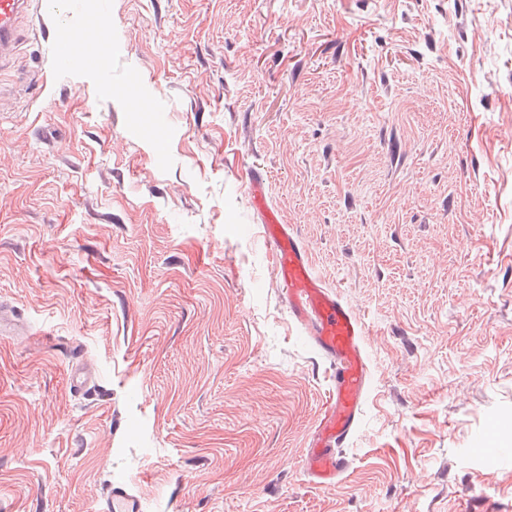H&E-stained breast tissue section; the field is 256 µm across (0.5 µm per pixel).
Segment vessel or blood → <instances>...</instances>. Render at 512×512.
<instances>
[{"label": "vessel or blood", "mask_w": 512, "mask_h": 512, "mask_svg": "<svg viewBox=\"0 0 512 512\" xmlns=\"http://www.w3.org/2000/svg\"><path fill=\"white\" fill-rule=\"evenodd\" d=\"M33 0H0V62L17 39V21ZM248 195L260 217L261 235L271 258L290 317L312 347L334 370L332 388L303 452L309 483L329 488L348 468L342 449L356 431L372 374L364 348L366 324L316 273L308 246L293 225L283 223L267 202L266 181L259 172L248 176ZM97 512H143L140 495L125 483L110 485L98 500Z\"/></svg>", "instance_id": "1"}]
</instances>
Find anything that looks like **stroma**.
Masks as SVG:
<instances>
[{
	"mask_svg": "<svg viewBox=\"0 0 512 512\" xmlns=\"http://www.w3.org/2000/svg\"><path fill=\"white\" fill-rule=\"evenodd\" d=\"M0 70V512H512V0H71ZM102 28L99 43L59 35ZM367 324L333 369L243 182ZM98 391L73 393L69 349ZM251 206L260 217L271 271L291 320L312 347L333 365V383L303 452L309 483L334 487L348 468L340 448L356 431L372 374L364 348L366 324L316 273L308 246L267 202L264 176H248ZM97 503V512H143L141 496L126 483L111 484Z\"/></svg>",
	"mask_w": 512,
	"mask_h": 512,
	"instance_id": "35a3bbf8",
	"label": "stroma"
}]
</instances>
